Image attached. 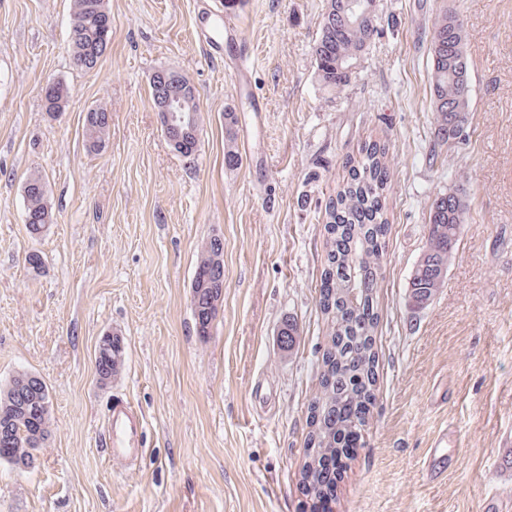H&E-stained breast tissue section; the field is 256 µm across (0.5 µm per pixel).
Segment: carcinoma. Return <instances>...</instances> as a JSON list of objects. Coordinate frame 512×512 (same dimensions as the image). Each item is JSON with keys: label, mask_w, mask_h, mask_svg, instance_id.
Segmentation results:
<instances>
[{"label": "carcinoma", "mask_w": 512, "mask_h": 512, "mask_svg": "<svg viewBox=\"0 0 512 512\" xmlns=\"http://www.w3.org/2000/svg\"><path fill=\"white\" fill-rule=\"evenodd\" d=\"M105 0H71L68 44L70 56L90 58L81 71L95 69L105 55L112 35L101 38L96 20ZM382 32L373 0H326L320 32L312 47L315 74L325 88L341 93L355 78L358 62L369 51L373 40ZM431 60V109L434 112L433 144L428 161L434 162L443 148L453 149L466 134L472 112L473 79L466 51L463 21L455 0H443L429 40ZM198 105L199 96L189 78L174 71L157 93ZM69 101V88L58 81L54 94L43 102L45 112L52 115ZM96 112L106 113L105 105L90 108L84 118L86 149L99 151L106 143L110 127L99 125ZM347 177L338 184L324 205L326 259L321 271L319 297L330 296L333 306H321L330 320L331 340L321 354L320 394L311 408L322 414L317 427L306 438V460L302 479L309 494L327 496L321 485L319 460L336 455L343 435L354 438V447L365 445L367 416L350 412L352 404L375 399L378 359L374 349V328L378 320L375 299L382 280V268L388 247L391 225L385 201L391 189L392 171L389 145L382 139H369L357 152L343 159ZM25 208L48 214L55 223V212L47 195L25 198ZM468 213V188L455 183L438 194L428 216L426 244L409 278V303L414 308L426 305L444 285L448 263L460 240ZM224 257V240L216 236L204 241L198 251L191 283L192 305L212 311L217 318L224 293L221 272L215 268ZM110 357L100 372V380L112 381L124 362V347L116 337L103 340ZM34 374L24 372L0 387V427H8L15 440L5 462L19 468H30L36 462L35 452L49 445L52 429L50 394L46 383L41 389L18 393L19 387L32 380Z\"/></svg>", "instance_id": "cac0c4a2"}]
</instances>
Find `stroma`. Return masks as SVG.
<instances>
[{
  "mask_svg": "<svg viewBox=\"0 0 512 512\" xmlns=\"http://www.w3.org/2000/svg\"><path fill=\"white\" fill-rule=\"evenodd\" d=\"M106 0L112 40L74 69L70 0H0V386L39 375L52 439L34 467L0 461V512H309L303 492L309 408L327 323L318 304L323 218L312 202L346 175L368 139L389 144L391 234L378 290L376 401L367 445L348 460L331 512H512V0H456L473 77L469 136L450 156L422 154L434 128L428 47L441 0H376L386 27L336 94L311 47L326 0ZM230 12L250 45V92L194 32L204 10ZM184 73L200 95L195 153L177 152L149 78ZM67 84L49 117L42 84ZM111 111L88 152L84 117ZM249 159L227 168L224 114ZM47 186L55 224L25 222L22 185ZM465 183L471 206L447 282L422 309L407 285L432 201ZM224 240V301L197 336V250ZM36 250L42 266L25 256ZM296 324L293 347L280 332ZM119 337L124 365L102 385L95 351ZM128 400L145 421L137 467L103 443L106 410ZM455 425L447 475L421 477L428 448ZM89 109L90 111L86 112L83 126L85 146L88 151L97 152L105 145L109 136L110 127L97 124L91 113H107L110 111L106 105H96Z\"/></svg>",
  "mask_w": 512,
  "mask_h": 512,
  "instance_id": "35a3bbf8",
  "label": "stroma"
}]
</instances>
